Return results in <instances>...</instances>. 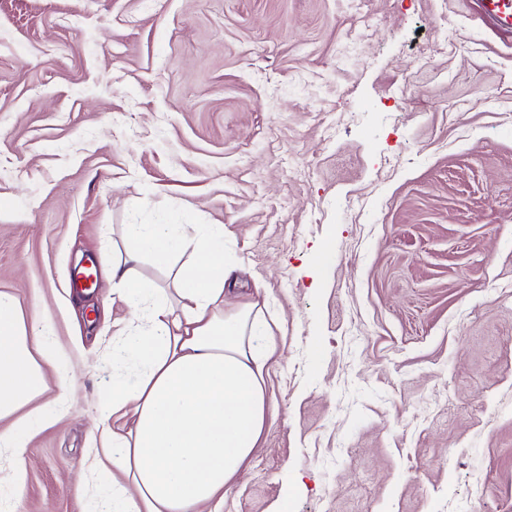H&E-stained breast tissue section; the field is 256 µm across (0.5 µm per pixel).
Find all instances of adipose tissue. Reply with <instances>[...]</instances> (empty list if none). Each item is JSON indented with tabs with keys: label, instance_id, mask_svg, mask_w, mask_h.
<instances>
[{
	"label": "adipose tissue",
	"instance_id": "1",
	"mask_svg": "<svg viewBox=\"0 0 512 512\" xmlns=\"http://www.w3.org/2000/svg\"><path fill=\"white\" fill-rule=\"evenodd\" d=\"M108 271L129 316L112 338V384L95 422V470L116 469L112 491L85 512H204L255 452L269 405L264 373L270 325L251 306L224 308L228 278L220 224H125ZM193 252V263L175 265ZM167 266L164 285L138 274L144 259ZM50 316L24 312L0 290V455L10 461L0 512H14L28 465V435L63 407L67 369L49 382Z\"/></svg>",
	"mask_w": 512,
	"mask_h": 512
}]
</instances>
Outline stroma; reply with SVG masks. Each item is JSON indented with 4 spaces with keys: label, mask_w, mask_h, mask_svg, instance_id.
<instances>
[{
    "label": "stroma",
    "mask_w": 512,
    "mask_h": 512,
    "mask_svg": "<svg viewBox=\"0 0 512 512\" xmlns=\"http://www.w3.org/2000/svg\"><path fill=\"white\" fill-rule=\"evenodd\" d=\"M473 4L0 0V289L71 375L17 512L84 508L123 224L223 225L273 330L213 512H512V39Z\"/></svg>",
    "instance_id": "obj_1"
}]
</instances>
